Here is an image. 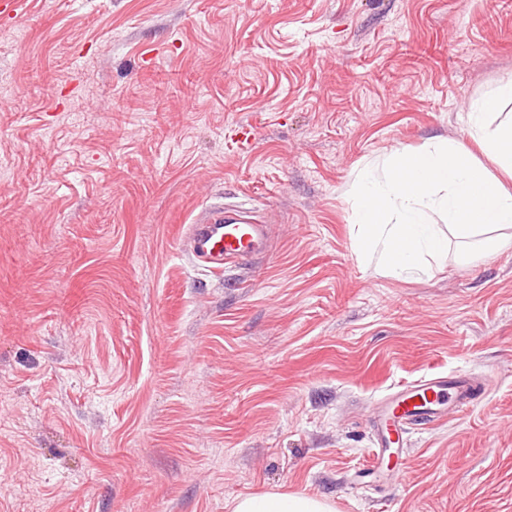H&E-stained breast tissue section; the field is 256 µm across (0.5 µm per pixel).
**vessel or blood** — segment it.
<instances>
[{
	"label": "vessel or blood",
	"mask_w": 512,
	"mask_h": 512,
	"mask_svg": "<svg viewBox=\"0 0 512 512\" xmlns=\"http://www.w3.org/2000/svg\"><path fill=\"white\" fill-rule=\"evenodd\" d=\"M265 225L244 212L214 205L189 225L183 246L196 261L212 270L223 269L264 250ZM486 393V383L468 373H434L410 384L390 388L377 400L376 459H383L405 429H425L439 423L449 410L466 411Z\"/></svg>",
	"instance_id": "1"
}]
</instances>
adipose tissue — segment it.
I'll return each instance as SVG.
<instances>
[{"label": "adipose tissue", "mask_w": 512, "mask_h": 512, "mask_svg": "<svg viewBox=\"0 0 512 512\" xmlns=\"http://www.w3.org/2000/svg\"><path fill=\"white\" fill-rule=\"evenodd\" d=\"M512 81L473 103L474 149L443 137L398 147L365 162L348 196L350 236L360 266L404 280L430 276L450 240H476L482 256L512 249ZM233 512H334L323 499L264 492L237 499Z\"/></svg>", "instance_id": "obj_1"}]
</instances>
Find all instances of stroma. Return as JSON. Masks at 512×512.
Returning a JSON list of instances; mask_svg holds the SVG:
<instances>
[{
  "instance_id": "1",
  "label": "stroma",
  "mask_w": 512,
  "mask_h": 512,
  "mask_svg": "<svg viewBox=\"0 0 512 512\" xmlns=\"http://www.w3.org/2000/svg\"><path fill=\"white\" fill-rule=\"evenodd\" d=\"M0 16V512H512V250L357 263L356 168L512 80V0H22ZM253 125L240 151L231 131ZM267 251L181 248L214 204ZM462 370L469 410L365 477L374 400ZM232 510V512H334L332 505L324 499L277 491L238 498Z\"/></svg>"
}]
</instances>
